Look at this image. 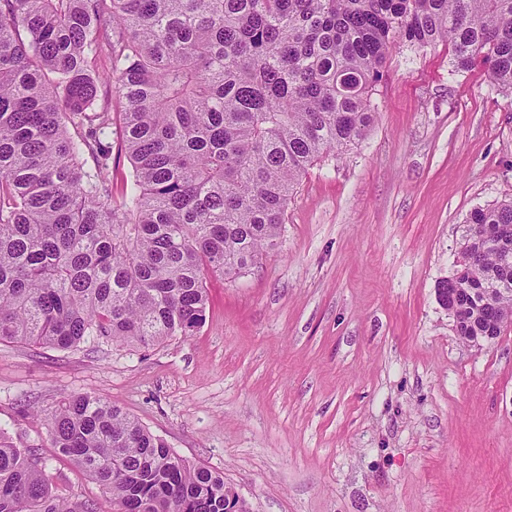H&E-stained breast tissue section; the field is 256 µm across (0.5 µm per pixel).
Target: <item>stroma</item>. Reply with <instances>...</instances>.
Returning a JSON list of instances; mask_svg holds the SVG:
<instances>
[{"instance_id":"35a3bbf8","label":"stroma","mask_w":512,"mask_h":512,"mask_svg":"<svg viewBox=\"0 0 512 512\" xmlns=\"http://www.w3.org/2000/svg\"><path fill=\"white\" fill-rule=\"evenodd\" d=\"M450 57L392 51L367 138L309 169L278 249L210 279L192 335L0 343V428L56 495L115 512L34 415L91 393L223 473L248 512H512V322L467 345L436 296L470 211L512 198V106Z\"/></svg>"}]
</instances>
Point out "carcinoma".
<instances>
[{"mask_svg":"<svg viewBox=\"0 0 512 512\" xmlns=\"http://www.w3.org/2000/svg\"><path fill=\"white\" fill-rule=\"evenodd\" d=\"M446 42L512 93V0H0V342L154 346L205 322L208 279L279 247L288 201L364 141L393 45ZM130 177L114 188L112 101ZM462 288H507L512 200L466 217ZM50 447L117 512H225L224 475L76 394ZM0 512H94L55 496L0 429Z\"/></svg>","mask_w":512,"mask_h":512,"instance_id":"cac0c4a2","label":"carcinoma"}]
</instances>
